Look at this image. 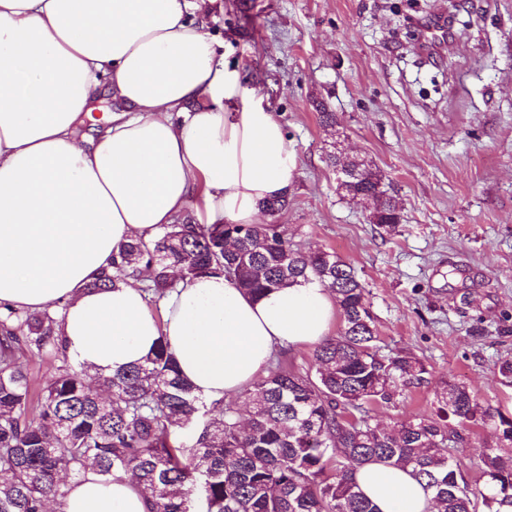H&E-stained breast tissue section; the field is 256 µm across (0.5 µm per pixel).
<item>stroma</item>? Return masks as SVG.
<instances>
[{
    "label": "stroma",
    "instance_id": "35a3bbf8",
    "mask_svg": "<svg viewBox=\"0 0 512 512\" xmlns=\"http://www.w3.org/2000/svg\"><path fill=\"white\" fill-rule=\"evenodd\" d=\"M206 25L252 100L275 112L295 154L279 221L303 247L336 252L367 289L380 346L432 374L376 424L432 412L442 381L512 414V0H468L473 25L422 63L412 18L448 0H218ZM324 99L336 137L313 107ZM382 174L402 221L391 237L339 189L331 146Z\"/></svg>",
    "mask_w": 512,
    "mask_h": 512
}]
</instances>
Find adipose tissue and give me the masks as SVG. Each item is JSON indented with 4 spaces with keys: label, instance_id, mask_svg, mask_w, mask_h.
<instances>
[{
    "label": "adipose tissue",
    "instance_id": "1",
    "mask_svg": "<svg viewBox=\"0 0 512 512\" xmlns=\"http://www.w3.org/2000/svg\"><path fill=\"white\" fill-rule=\"evenodd\" d=\"M198 0H0V304L62 306L59 334L90 375L140 364L158 342L201 398L229 400L274 353L321 342L337 317L330 289L298 282L255 296L222 276L179 283L154 315L135 280L100 288L134 239L195 208L204 224H253L291 183L283 125L239 98L197 16ZM118 110L95 118L100 94ZM356 482L378 512H434L411 474L386 462ZM65 512H149L131 477L87 469Z\"/></svg>",
    "mask_w": 512,
    "mask_h": 512
}]
</instances>
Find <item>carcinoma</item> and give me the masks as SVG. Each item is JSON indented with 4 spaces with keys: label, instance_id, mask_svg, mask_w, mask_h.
Instances as JSON below:
<instances>
[{
    "label": "carcinoma",
    "instance_id": "1",
    "mask_svg": "<svg viewBox=\"0 0 512 512\" xmlns=\"http://www.w3.org/2000/svg\"><path fill=\"white\" fill-rule=\"evenodd\" d=\"M352 183L341 185L359 204L374 199L369 223L391 234L401 222L383 177L351 161ZM144 288L159 301L202 275L231 278L262 295L302 280L331 289L344 326L314 351L316 370L302 373L280 358L244 390L249 425L231 403H207L177 371L161 341L146 360L89 384L72 367L57 335L62 315L0 312V512H65L67 484L60 472L80 475L92 466L103 478L132 474L151 498V512H377L355 473L369 461L411 468L431 491L438 512H512V417L482 405L469 389L446 381L432 416L394 426L370 424L372 407L386 406L408 387L430 383L431 373L408 355H387L354 268L334 252L305 251L288 226L200 224L188 210L152 240L121 247L113 268L94 284L116 285L141 268ZM49 350L61 362L36 391L21 357ZM492 427L496 445L480 456L482 487L470 488L464 458L452 448L467 428ZM193 431L192 444L179 433Z\"/></svg>",
    "mask_w": 512,
    "mask_h": 512
}]
</instances>
